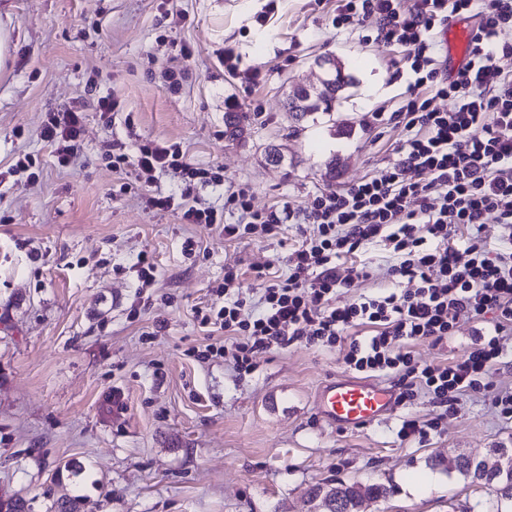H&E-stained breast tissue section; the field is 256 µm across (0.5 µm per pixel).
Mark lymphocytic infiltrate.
I'll return each mask as SVG.
<instances>
[{"label": "lymphocytic infiltrate", "mask_w": 512, "mask_h": 512, "mask_svg": "<svg viewBox=\"0 0 512 512\" xmlns=\"http://www.w3.org/2000/svg\"><path fill=\"white\" fill-rule=\"evenodd\" d=\"M473 0H415L401 11L396 0H345L337 26L372 17L376 39L407 50V102L395 114L404 137L387 172L316 195L309 207L253 209L246 189L232 191L225 204L245 213L246 224H228L211 207L189 205L158 193L143 194L145 207L174 210L185 224L218 229L225 239L242 234L278 235L282 225L313 230L286 257L287 273L256 271L255 308L242 296L240 273L227 269L214 290L220 307L200 322L224 333L221 346H207L201 359H228L253 371L255 352L294 344L344 350L357 374L392 375L399 403L421 393L445 410L473 391L491 393L501 414L512 419V392L493 386L504 359L500 340L512 331V74L496 65L512 56V0H484L470 62L454 75L438 65L433 30L463 12ZM448 99L449 109L432 107L423 89ZM81 111L49 115L41 137L54 145L60 165L80 148ZM112 148V168L178 171L185 194L209 182L208 170L188 162L178 145L154 140L128 156L122 142ZM499 224L504 249L486 244L483 229ZM380 242L396 258L390 286L371 296L341 303L337 297L353 279L373 277L362 262L349 265L368 244ZM414 282L402 291L401 280ZM481 323L476 347L448 364L415 359V344H439L456 332L460 312Z\"/></svg>", "instance_id": "obj_1"}]
</instances>
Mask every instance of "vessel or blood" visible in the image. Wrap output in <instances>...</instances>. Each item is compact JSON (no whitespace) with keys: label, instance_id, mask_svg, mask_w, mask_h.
<instances>
[{"label":"vessel or blood","instance_id":"obj_1","mask_svg":"<svg viewBox=\"0 0 512 512\" xmlns=\"http://www.w3.org/2000/svg\"><path fill=\"white\" fill-rule=\"evenodd\" d=\"M443 41L449 60H467L469 35L457 37L448 29L443 33ZM316 405L330 425L363 429L394 409L396 394L382 382L342 376L321 386Z\"/></svg>","mask_w":512,"mask_h":512}]
</instances>
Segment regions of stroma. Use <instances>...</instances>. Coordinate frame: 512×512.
Returning a JSON list of instances; mask_svg holds the SVG:
<instances>
[{
    "label": "stroma",
    "instance_id": "obj_1",
    "mask_svg": "<svg viewBox=\"0 0 512 512\" xmlns=\"http://www.w3.org/2000/svg\"><path fill=\"white\" fill-rule=\"evenodd\" d=\"M340 0H0L14 48L0 68V498L55 512L61 494L81 512H322L312 485L380 482L389 493L360 512H485L489 490L448 474L444 459H482L512 446V419L482 392L443 413L426 394L364 429L319 417L315 394L346 375L335 349L255 353L252 373L195 350L220 345L195 309L215 300L224 270L250 271L285 255L281 238L225 240L177 212L145 208L154 190L180 197L171 171H113L105 153L154 139L179 144L223 178L194 192L222 210L247 188L256 209L309 206L320 193L384 171L402 138L391 119L406 99L396 51L375 21L336 24ZM232 49L235 69L224 65ZM341 60L354 82L331 114L286 112L294 83L318 84L315 61ZM261 67L264 82L253 83ZM184 70L178 93L163 74ZM116 99L118 114L97 101ZM249 115L242 139L225 135L227 100ZM84 113L81 150L60 166L40 136L48 113ZM36 175L12 173L18 157ZM202 251L185 254L186 239ZM152 257L141 288L136 265ZM460 315L455 336L416 344L421 362H451L477 342ZM440 422L421 441L400 440L405 416ZM81 465L79 475L66 463Z\"/></svg>",
    "mask_w": 512,
    "mask_h": 512
}]
</instances>
